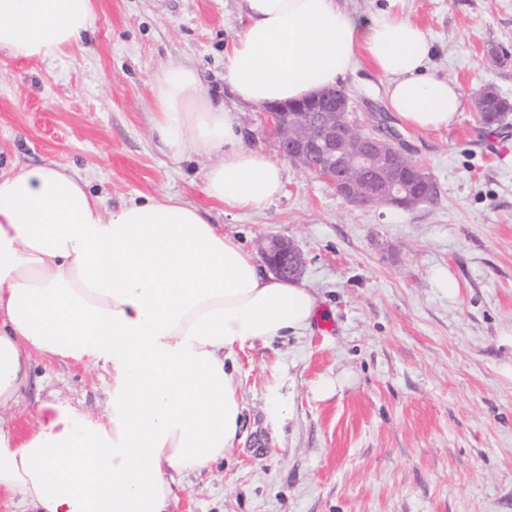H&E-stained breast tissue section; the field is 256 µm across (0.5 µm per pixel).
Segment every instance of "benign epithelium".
I'll return each mask as SVG.
<instances>
[{"label": "benign epithelium", "mask_w": 512, "mask_h": 512, "mask_svg": "<svg viewBox=\"0 0 512 512\" xmlns=\"http://www.w3.org/2000/svg\"><path fill=\"white\" fill-rule=\"evenodd\" d=\"M350 98L337 88H324L296 103L261 108L266 127L277 139L282 156L312 172L352 205L371 200L398 209L440 193L430 172L413 169L418 191L408 193L400 172L408 151L371 129L355 124ZM271 271L284 279L298 278L305 259L289 241L273 238L263 252Z\"/></svg>", "instance_id": "7a95c632"}]
</instances>
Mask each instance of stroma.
Masks as SVG:
<instances>
[{"label": "stroma", "instance_id": "1", "mask_svg": "<svg viewBox=\"0 0 512 512\" xmlns=\"http://www.w3.org/2000/svg\"><path fill=\"white\" fill-rule=\"evenodd\" d=\"M94 26L66 56L0 52V172L56 163L118 205L174 195L239 239L291 240L317 299L310 331L239 353L241 440L202 473L175 477L171 512H512V115L487 127L485 86L512 100V0H342L420 26L430 73L458 83L448 128L401 126L368 62L342 81L352 116L399 135L440 187L412 209L348 204L283 161L259 109L224 88V63L248 23L243 0H95ZM195 67L213 103L236 112L247 146L282 162L285 189L263 213L205 192L217 154L179 160L154 129L153 78ZM448 275L455 295L441 294ZM41 399L100 415V368L35 358ZM340 379L323 394L324 379ZM286 400L284 423L270 420Z\"/></svg>", "mask_w": 512, "mask_h": 512}]
</instances>
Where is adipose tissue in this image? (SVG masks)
Returning <instances> with one entry per match:
<instances>
[{
	"label": "adipose tissue",
	"instance_id": "1",
	"mask_svg": "<svg viewBox=\"0 0 512 512\" xmlns=\"http://www.w3.org/2000/svg\"><path fill=\"white\" fill-rule=\"evenodd\" d=\"M243 6L249 23L224 64L243 103L336 85L363 51L401 123L438 131L462 109L459 85L428 74L430 44L409 20L339 0ZM95 18L94 0H0V50L60 58ZM154 105L171 157L220 153L209 198L261 213L282 194L281 165L244 144L235 113L208 99L195 68L164 69ZM315 306L306 283L263 275L176 197L110 206L52 163L0 176V499L19 512H169L173 474L210 468L238 439V351L305 333ZM38 356L111 370L104 413L43 401L19 433L10 411Z\"/></svg>",
	"mask_w": 512,
	"mask_h": 512
}]
</instances>
